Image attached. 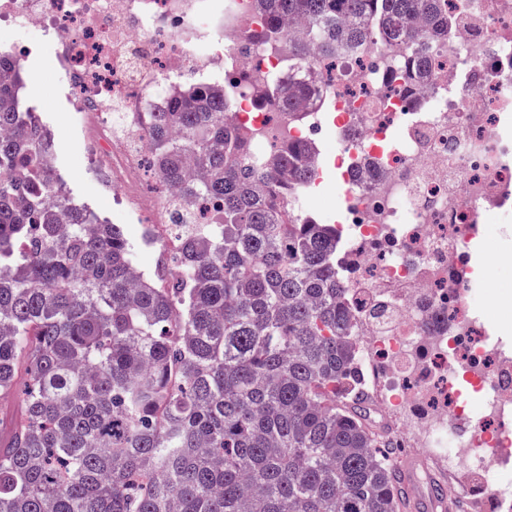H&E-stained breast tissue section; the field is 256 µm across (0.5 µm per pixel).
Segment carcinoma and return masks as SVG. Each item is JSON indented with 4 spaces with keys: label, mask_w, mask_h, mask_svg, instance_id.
Returning a JSON list of instances; mask_svg holds the SVG:
<instances>
[{
    "label": "carcinoma",
    "mask_w": 512,
    "mask_h": 512,
    "mask_svg": "<svg viewBox=\"0 0 512 512\" xmlns=\"http://www.w3.org/2000/svg\"><path fill=\"white\" fill-rule=\"evenodd\" d=\"M442 0H257L259 36L281 22L376 26L409 48ZM288 67L308 60L286 47ZM0 51V512H401L396 441L371 423L337 229L291 211L313 143L286 141L263 172L256 133L224 124L234 96L191 79L150 113L147 170L204 205L167 279L142 276L119 224L54 176V138ZM293 120L314 88L293 74L254 87Z\"/></svg>",
    "instance_id": "1"
}]
</instances>
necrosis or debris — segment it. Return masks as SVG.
<instances>
[{"label":"necrosis or debris","instance_id":"necrosis-or-debris-1","mask_svg":"<svg viewBox=\"0 0 512 512\" xmlns=\"http://www.w3.org/2000/svg\"><path fill=\"white\" fill-rule=\"evenodd\" d=\"M457 23L422 41L435 59L425 86L405 95L407 55L380 32L316 56L320 92L305 119L257 107L251 88L284 80L288 65L255 41L252 0H0V21L51 40L71 110L131 223L152 215L153 237L175 255L182 235L167 192L145 179L140 140L150 105L165 107L188 69L237 86L233 123L258 131L263 162L282 139L307 140L334 123L336 223L353 266L357 363L374 405L400 420L426 415L407 438L458 483L463 512H512V351L475 308L477 238L512 218V0H448ZM475 393L466 401L459 388Z\"/></svg>","mask_w":512,"mask_h":512}]
</instances>
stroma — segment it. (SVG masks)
<instances>
[{"label": "stroma", "instance_id": "stroma-1", "mask_svg": "<svg viewBox=\"0 0 512 512\" xmlns=\"http://www.w3.org/2000/svg\"><path fill=\"white\" fill-rule=\"evenodd\" d=\"M25 46L21 62L27 74L24 98L37 112L42 123L55 134V171L67 193L101 219L112 224L121 222V211L109 192L98 184L95 165L89 159L83 135L70 121V93L58 69L55 49L43 38L4 26L0 28V49ZM479 273L491 292L484 309L496 336L512 341V232L500 236L489 228L475 249Z\"/></svg>", "mask_w": 512, "mask_h": 512}]
</instances>
